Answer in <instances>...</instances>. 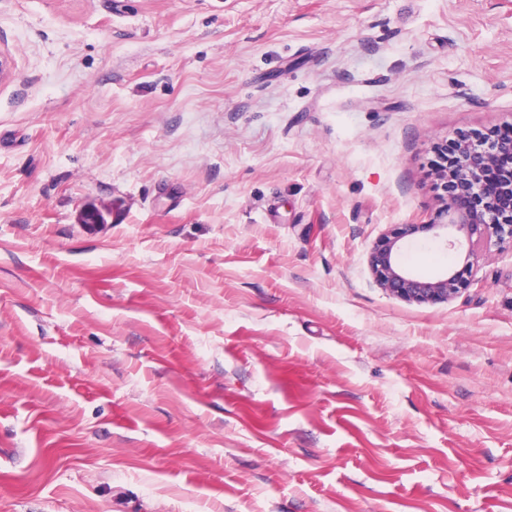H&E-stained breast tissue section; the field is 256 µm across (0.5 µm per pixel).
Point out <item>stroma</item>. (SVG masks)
Listing matches in <instances>:
<instances>
[{"instance_id": "1", "label": "stroma", "mask_w": 512, "mask_h": 512, "mask_svg": "<svg viewBox=\"0 0 512 512\" xmlns=\"http://www.w3.org/2000/svg\"><path fill=\"white\" fill-rule=\"evenodd\" d=\"M0 57V512H512V243L368 265L512 122V0H0Z\"/></svg>"}]
</instances>
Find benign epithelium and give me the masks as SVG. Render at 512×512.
Segmentation results:
<instances>
[{
  "label": "benign epithelium",
  "instance_id": "benign-epithelium-1",
  "mask_svg": "<svg viewBox=\"0 0 512 512\" xmlns=\"http://www.w3.org/2000/svg\"><path fill=\"white\" fill-rule=\"evenodd\" d=\"M446 184L437 221L397 224L373 246L369 265L378 285L391 295L418 303L447 302L471 285L469 268L478 253L493 242H512V124L500 129L490 152L462 144L454 165L436 171ZM444 229L449 244L465 248L464 264L437 279L404 269L396 258L398 243L419 232Z\"/></svg>",
  "mask_w": 512,
  "mask_h": 512
}]
</instances>
